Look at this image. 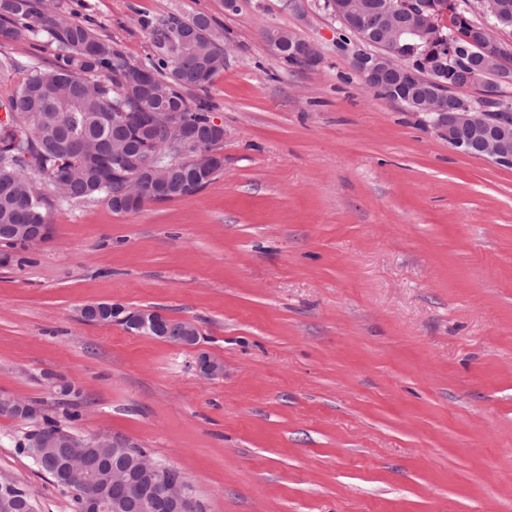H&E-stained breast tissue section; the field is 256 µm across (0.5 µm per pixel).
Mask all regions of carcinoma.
Returning <instances> with one entry per match:
<instances>
[{
    "instance_id": "1",
    "label": "carcinoma",
    "mask_w": 512,
    "mask_h": 512,
    "mask_svg": "<svg viewBox=\"0 0 512 512\" xmlns=\"http://www.w3.org/2000/svg\"><path fill=\"white\" fill-rule=\"evenodd\" d=\"M151 35L150 53L134 60L88 22L66 16L55 0H0V44L25 33L46 35L55 45L49 64L0 59V76L21 71L24 79L0 99V244L16 247L11 224L48 223L46 207L56 202L114 205L127 183L163 180L164 200L204 188L221 169L200 174L187 155L154 148L153 169L131 165L119 176L102 172L97 159L112 158L130 138L128 126L139 112H185L202 150L222 148L208 139L214 105L188 98L191 91L224 71L227 30L197 13H166L142 20Z\"/></svg>"
}]
</instances>
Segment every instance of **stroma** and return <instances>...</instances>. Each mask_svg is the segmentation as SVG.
Listing matches in <instances>:
<instances>
[{
    "mask_svg": "<svg viewBox=\"0 0 512 512\" xmlns=\"http://www.w3.org/2000/svg\"><path fill=\"white\" fill-rule=\"evenodd\" d=\"M134 59L143 17L205 13L236 47L205 94L226 135L199 192L57 205L0 266V394L181 471L201 512H512V166L366 91L323 0H60ZM312 44L287 65L267 29ZM109 302L194 323L177 348L86 323ZM208 354L224 375H199ZM78 390L68 400L46 379ZM0 417V478L76 512Z\"/></svg>",
    "mask_w": 512,
    "mask_h": 512,
    "instance_id": "stroma-1",
    "label": "stroma"
}]
</instances>
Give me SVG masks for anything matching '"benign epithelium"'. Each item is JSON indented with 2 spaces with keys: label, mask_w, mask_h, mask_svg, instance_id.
Returning <instances> with one entry per match:
<instances>
[{
  "label": "benign epithelium",
  "mask_w": 512,
  "mask_h": 512,
  "mask_svg": "<svg viewBox=\"0 0 512 512\" xmlns=\"http://www.w3.org/2000/svg\"><path fill=\"white\" fill-rule=\"evenodd\" d=\"M457 8L454 0L440 4L432 0H356L352 10L335 0L324 2L331 16L370 47L352 57L353 69L367 89L411 103L416 115L460 152L512 165V120L447 91L449 87L475 88L481 93L477 98L481 102L496 99V88L512 82V67L505 61L512 43L502 37L500 27L507 4L493 2L480 12L481 22L471 25L470 35L462 44L451 41L446 33L448 15ZM406 38L424 43L425 50L415 62L394 51ZM267 41L279 59L286 54L298 59L316 56L312 45L279 30L269 32ZM171 127L179 130L174 142L179 153H194L196 162L203 158L221 160L218 152H199L183 120L174 119ZM50 233L45 227L36 234L29 224L11 229V236L28 249L41 245ZM124 320L135 327V333L155 336L178 348L192 347L199 340V330L193 324L177 334L169 333L170 319L156 311L134 310ZM197 369L208 379L224 376L223 364L208 355L198 358ZM27 406L26 399L0 395L3 415L20 414ZM104 444L112 449V483L101 491L98 473L79 455ZM136 448L135 443L118 435L83 436L46 428L31 441L29 452L42 470L62 478L64 487L81 497L82 512H196L189 482L151 458L147 468L137 467L130 456ZM0 512H34V507L21 486L4 480L0 481Z\"/></svg>",
  "instance_id": "1"
}]
</instances>
